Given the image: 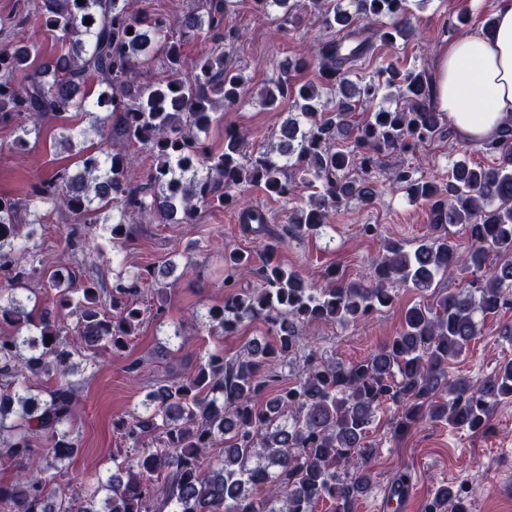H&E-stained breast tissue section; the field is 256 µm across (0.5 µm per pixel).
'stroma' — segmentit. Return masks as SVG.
Segmentation results:
<instances>
[{"label": "stroma", "instance_id": "1", "mask_svg": "<svg viewBox=\"0 0 512 512\" xmlns=\"http://www.w3.org/2000/svg\"><path fill=\"white\" fill-rule=\"evenodd\" d=\"M32 5L33 0H0V39L36 45L37 58L42 61L50 58L59 44L51 33L28 21ZM491 12L492 0H428L414 12L415 34L409 42L379 48L360 72L368 74L393 59L433 69L437 51L455 37L451 25L459 15H467L465 29L472 32L482 30ZM228 22L241 32L227 63L246 80L245 101L234 108L214 107L206 138L219 148L225 132H245L244 150L252 155L275 142L285 119L284 113L262 106L261 88L277 74L279 64L295 58L304 43L329 37L330 32L305 23L293 30L279 26L273 17L258 11L254 0H238ZM92 121V116L69 111L47 118L39 133L26 136L20 134L16 122H0V193L21 198L30 183L57 168L65 166L73 173L80 170L86 151L98 147L97 136L89 130ZM65 125L82 130L68 147L59 143V132ZM21 136L27 141L22 148L16 145ZM452 160L444 139L423 144L411 153L382 157L373 175L377 196L372 203L351 201L333 216L323 237L285 238L277 259L317 287L322 285L326 270L332 268L346 280L365 277L382 239L410 247L434 232L427 207L409 200L389 182L391 169L403 164L423 177L442 179ZM19 216L31 224L44 266L71 263L82 278L97 281L104 291L112 288L114 270L157 268L168 259L178 264L167 279L165 296L147 292L139 297L145 319L131 336L128 348L121 353L98 350L95 366L81 374L78 410L70 426L78 438L79 451L59 481V496L66 500L96 477L111 474L112 456L124 445L117 425L140 408L153 385L182 381L207 353L221 350L232 355L251 338L265 335L266 327L259 321L245 323L239 335L228 337L207 333L203 326L209 312L224 305L225 250H250L254 244L238 223L237 211L227 208H200L192 224H162L156 216L146 215L119 246L109 238L112 214L104 211L87 228L93 249L76 254L67 248L66 236L72 224L68 214L42 204L21 208ZM365 224L378 226L377 238L362 235ZM423 298V293L405 287L393 306L359 323L310 324L318 355L344 362L368 356L399 330L405 309ZM510 321L512 310L485 318L481 335L449 366V374L475 380L489 374L500 361L512 359V343L498 334L500 325ZM389 418V413H382L373 434L379 444L373 463L374 482L358 501L356 512H374L376 499L382 498L400 471L412 476V497L404 512H419L432 486L440 482L468 486L472 512H497L502 494L512 495V473L501 471L503 457H512V403H498L490 429L475 434L443 423H426L395 436L390 432Z\"/></svg>", "mask_w": 512, "mask_h": 512}]
</instances>
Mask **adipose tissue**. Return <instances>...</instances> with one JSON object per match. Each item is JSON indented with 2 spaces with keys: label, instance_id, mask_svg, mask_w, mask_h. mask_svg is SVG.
<instances>
[{
  "label": "adipose tissue",
  "instance_id": "obj_1",
  "mask_svg": "<svg viewBox=\"0 0 512 512\" xmlns=\"http://www.w3.org/2000/svg\"><path fill=\"white\" fill-rule=\"evenodd\" d=\"M492 34L461 35L435 59V98L465 140L512 126V0H493Z\"/></svg>",
  "mask_w": 512,
  "mask_h": 512
}]
</instances>
